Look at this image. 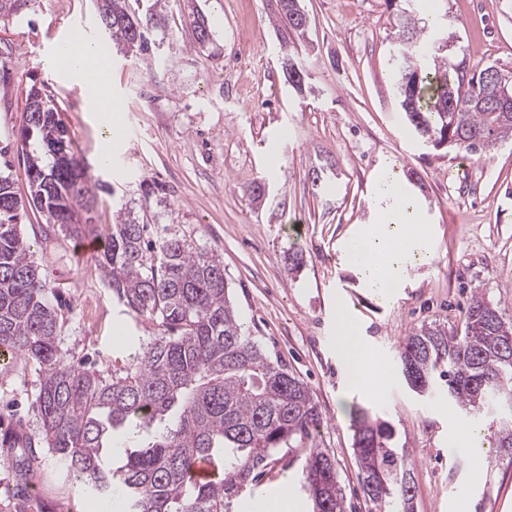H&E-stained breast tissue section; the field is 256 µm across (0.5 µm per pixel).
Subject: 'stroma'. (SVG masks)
I'll list each match as a JSON object with an SVG mask.
<instances>
[{"label": "stroma", "instance_id": "obj_1", "mask_svg": "<svg viewBox=\"0 0 512 512\" xmlns=\"http://www.w3.org/2000/svg\"><path fill=\"white\" fill-rule=\"evenodd\" d=\"M310 18L304 38L281 45L269 0H169L166 27L152 61L111 54L112 98L121 105L125 136L110 166H100L103 134L96 112L72 78L44 61L65 28L85 24L98 33L92 0H32L27 15L0 19V45L11 57L0 79V148L17 194L28 196L16 132L25 119L26 91L36 84L58 100L73 152L108 191L91 200L92 236L104 239L114 197L134 199L141 180L166 185L177 208L179 234L217 252L240 319L272 360L312 389L324 421L315 446L337 463L346 512H367L353 451L350 412L365 408L392 422L395 446L414 462V512H453L452 494L468 512H512V457L490 449L473 469L455 430L471 419L445 392H412L398 371V351L424 324L464 330L474 293L512 315V140L489 158L428 150L397 110L389 49L400 11L425 17L428 0H300ZM207 16L212 40L193 48L184 24L191 10ZM444 33L471 66L512 72V0H442ZM305 57L310 90L288 85L286 53ZM260 57L238 70L236 58ZM414 171L402 181L422 223L433 234L422 258L412 259L395 297L378 301L346 260L347 240L378 223L388 200L374 186L387 162ZM327 169L322 189L311 174ZM264 183V194L253 191ZM23 232L58 314L61 348L75 365L111 373L128 363L151 329L129 314L108 288L98 254L48 230L29 212ZM303 265L289 273L287 253ZM345 304L362 344L389 371L376 394L349 391L336 347V307ZM39 376L15 360L0 365V458L20 454L37 430ZM283 464L266 478L269 491L287 490L304 504L299 477L302 448H285ZM25 512H92L75 481L64 480L52 456L33 464Z\"/></svg>", "mask_w": 512, "mask_h": 512}]
</instances>
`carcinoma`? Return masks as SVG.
Instances as JSON below:
<instances>
[{"mask_svg": "<svg viewBox=\"0 0 512 512\" xmlns=\"http://www.w3.org/2000/svg\"><path fill=\"white\" fill-rule=\"evenodd\" d=\"M31 0H0V17L18 16ZM100 25L116 51L149 61L155 33L165 27V0L145 12L128 0H94ZM283 44L303 35L298 0H275ZM185 23L195 43L211 41L207 18L192 12ZM390 48L400 111L426 145L482 158L512 137V111L491 104L494 88L486 69L463 57L443 55L449 40L402 12ZM283 72L298 91L310 73L303 60L286 59ZM26 121L16 135L27 164L30 198H19L10 177L0 174V356L37 366L34 411L38 432L24 440L21 456L0 463L28 484L32 447L41 444L59 469L87 496L117 498L122 512H234L280 459L279 449L311 438L323 422L314 393L300 377L273 362L241 322L224 278L220 255L171 230L175 207L169 190L144 179L145 207L154 203L159 239L146 241L147 224L129 203L118 202L101 265L112 294L144 317L153 335L126 365L104 377L73 365L58 342L57 312L46 282L21 231L31 206L72 238L85 232L77 208L88 209L96 191L72 151L53 96L33 84L26 96ZM402 377L421 396L435 387L460 408L499 406L512 393V321L506 310L473 296L463 334L423 324L400 350ZM354 446L369 512H413L412 461L393 447L395 427L359 408L352 417ZM123 451L108 462L111 436ZM496 447L512 456V410L500 411ZM209 461L219 472L211 484L191 479L194 466ZM300 487L313 512H344L336 461L319 448L306 449Z\"/></svg>", "mask_w": 512, "mask_h": 512, "instance_id": "obj_1", "label": "carcinoma"}]
</instances>
